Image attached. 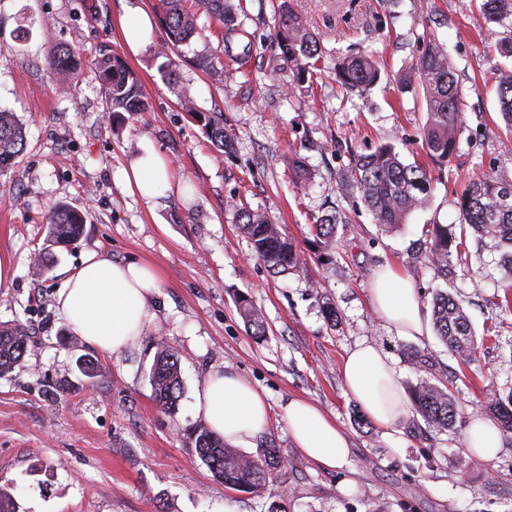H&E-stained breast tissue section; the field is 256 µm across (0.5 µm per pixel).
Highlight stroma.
<instances>
[{
    "mask_svg": "<svg viewBox=\"0 0 512 512\" xmlns=\"http://www.w3.org/2000/svg\"><path fill=\"white\" fill-rule=\"evenodd\" d=\"M317 35L312 77L296 83L273 35L282 3ZM240 22L225 32L209 14L181 55L170 56L161 24L139 54L127 49L126 11L157 13L158 0H0V109L15 112L26 147L0 172V256L13 276L0 286V323L30 325L25 360L0 378V490L16 512H512V434L491 460L467 453L472 414L512 394V310L491 247L468 239L447 276L425 260L432 225L461 232L457 197L486 173L512 183V132L499 121L491 78L504 63L496 45L512 26L491 22L477 0H239ZM435 34L461 89L463 132L447 165L435 170L426 204L403 224H375L353 187L352 162L393 145L404 161L426 162L427 114L416 80ZM76 49L73 87L61 92L48 65L53 48ZM119 56L138 77L143 112L112 121L94 65ZM228 71L218 81L196 56ZM367 55L382 70L365 93L347 92L336 63ZM224 115L232 153L212 145L180 105ZM170 162L173 189L148 206L127 181L142 140ZM302 160L307 184L293 179ZM247 202L268 211L305 258L300 272L275 275L254 253L237 221ZM67 205L84 214L81 239L48 238L44 216ZM341 214L335 243H313L311 224ZM96 251L113 260H145L162 273L156 322L119 356L70 333L55 295L66 272ZM402 268L424 307L451 294L468 313L480 344L460 363L436 334L413 339L389 331L369 288L383 266ZM247 297L263 314L254 335L237 310ZM179 357L183 393L175 412L159 409L150 368L155 340ZM365 343L382 348L402 387L422 380L448 386L459 415L453 427L425 432L409 412L395 430L377 427L347 392L341 365ZM435 365L418 370L412 350ZM93 361L85 373L82 360ZM245 376L267 395L270 426L248 448L277 449L282 465L254 493L215 480L198 457L193 430L198 390L216 370ZM316 402L348 434L349 466L328 469L295 448L284 419L289 398Z\"/></svg>",
    "mask_w": 512,
    "mask_h": 512,
    "instance_id": "stroma-1",
    "label": "stroma"
}]
</instances>
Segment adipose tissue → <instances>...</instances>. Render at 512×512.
<instances>
[{
	"mask_svg": "<svg viewBox=\"0 0 512 512\" xmlns=\"http://www.w3.org/2000/svg\"><path fill=\"white\" fill-rule=\"evenodd\" d=\"M130 174L149 204L169 189L172 179L166 160L147 143L132 161ZM161 280L159 269L150 263L115 262L90 251L58 287L57 309L87 344L115 355L142 336L154 320L151 307ZM371 299L379 317L399 335H426L423 306L411 280L398 267L376 273ZM342 375L349 393L378 427L394 429L406 415L408 400L397 373L375 345L354 348L344 360ZM195 408L215 433L238 447L252 445L268 429L265 393L235 372H212L196 395ZM285 419L296 448L306 458L328 468L349 464L345 430L314 403L290 398ZM465 448L475 457L495 458L502 448V432L493 421L474 415L465 433Z\"/></svg>",
	"mask_w": 512,
	"mask_h": 512,
	"instance_id": "ef3b65f1",
	"label": "adipose tissue"
}]
</instances>
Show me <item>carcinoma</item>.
<instances>
[{"instance_id":"1","label":"carcinoma","mask_w":512,"mask_h":512,"mask_svg":"<svg viewBox=\"0 0 512 512\" xmlns=\"http://www.w3.org/2000/svg\"><path fill=\"white\" fill-rule=\"evenodd\" d=\"M160 22L166 44L177 48L199 34V14L206 12L218 18L224 29L237 27V14L231 0H159ZM481 9L489 19L502 22L512 19V0H482ZM274 41L282 57L291 63L297 80L301 81L316 67L320 43L307 24L291 10H283ZM77 54L69 46L58 47L48 58L49 65L61 72L65 81L73 80L67 68L68 59ZM102 81L107 109L112 117L123 112L147 110L137 77L120 58L104 54L96 62ZM340 83L350 91L364 92L377 84L380 69L367 56L346 57L336 67ZM427 121L423 128L422 145L426 155L439 166H445L457 150L461 134V92L455 79V68L442 50L434 47L421 58L417 67ZM500 115L506 127L512 129V66L494 74ZM182 109L204 129L211 143L224 151L234 147L233 138L224 130L220 112L200 111L185 91ZM22 127L14 113L0 111V170L12 167L25 150ZM433 175L430 167L419 162L407 163L391 145H381L375 151L354 158L353 184L362 200L373 213L376 223L391 226L403 223L406 216L423 206L431 191ZM462 221L471 229L478 242L489 239L502 250L499 265L504 271V300L511 306L512 294V185L506 187L491 175L473 176L459 197ZM238 223L252 243L255 255L275 274L297 272L303 262L293 243L284 238L270 216L241 205L237 209ZM49 236L56 243H72L83 232L85 217L64 206L51 208L46 217ZM337 217L325 218L313 225L315 243L325 249L332 247ZM466 246V233L456 240L448 236L442 225L434 224L426 256L437 273L448 276L452 252ZM240 314L257 336L265 335L264 317L247 299L239 301ZM433 327L447 346L448 352L463 363L472 359L475 339L472 323L464 309L447 293L437 294L433 301ZM32 338L31 328L23 323L0 326V377L10 373L24 360ZM156 354L150 372L154 398L161 409L175 410L182 396L179 358L176 351L155 343ZM415 411L429 428L445 431L456 422L457 408L452 393L427 381L411 390ZM497 417L502 430L512 434V402L505 405L495 399L486 405ZM195 451L212 476L224 487L251 493L264 485L281 467L275 448H267L263 456L250 457L224 443L214 433L200 429L195 432Z\"/></svg>"}]
</instances>
